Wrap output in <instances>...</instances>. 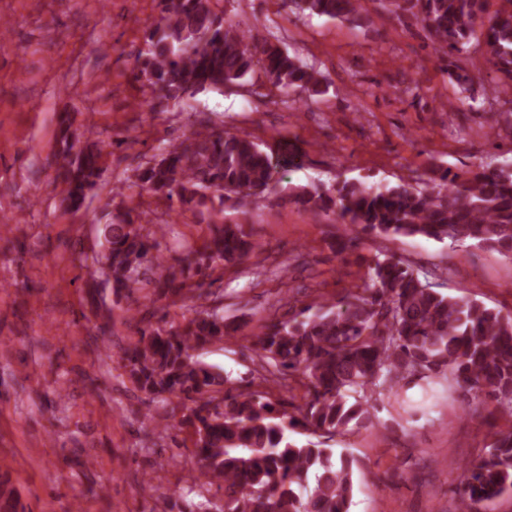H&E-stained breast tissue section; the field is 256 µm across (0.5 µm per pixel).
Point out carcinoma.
Segmentation results:
<instances>
[{"label": "carcinoma", "instance_id": "1", "mask_svg": "<svg viewBox=\"0 0 512 512\" xmlns=\"http://www.w3.org/2000/svg\"><path fill=\"white\" fill-rule=\"evenodd\" d=\"M301 16L341 21L359 18V0H285ZM487 0H391L411 13L430 35L435 53L460 88V107L478 111L456 57L472 40L497 73L496 92L512 88V0L485 16ZM160 15L145 31L147 50L138 70L152 91L150 111L162 112L184 94L241 87L261 70L280 92H321L320 67L279 43H252L251 28L214 8V0H159ZM69 120L55 157L62 203L80 210L102 177L104 145L88 136L75 151ZM275 166L253 140L198 120V127L135 168L132 185L191 213L208 233L178 265H166L157 234L166 225L140 222L139 206L109 212L102 224L104 259L92 267L112 283L116 296L150 284L160 296L200 299L217 263L238 264L260 249L248 225L224 218V206L275 192ZM299 208L332 213L345 226L336 253L356 254L367 265L359 291L334 303L308 305L288 319L271 318L256 334L254 349L266 386L239 390L229 374L199 361L193 351L221 342L238 329L216 307L192 309L173 329L147 324L124 350L125 368L146 396L162 403L192 402L183 422L194 434L197 458L188 493L191 512H349L356 459L328 443L365 426L377 407L374 395H399L412 384L442 376L449 391L479 396L512 418V315L475 300L443 295L393 255L359 254L370 235L422 236L451 244L469 242L512 254V166L482 164L460 179L447 171L425 186L366 181L312 184L289 194ZM305 388L289 413L274 391ZM311 431L324 441L298 445L288 432ZM459 512L512 495V426L495 433L489 448L459 477ZM224 489V503L208 497Z\"/></svg>", "mask_w": 512, "mask_h": 512}]
</instances>
